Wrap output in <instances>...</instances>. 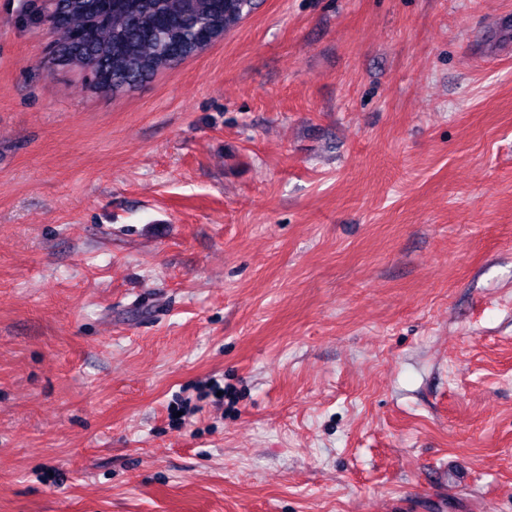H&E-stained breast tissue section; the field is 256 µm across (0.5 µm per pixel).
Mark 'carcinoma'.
Listing matches in <instances>:
<instances>
[{
    "label": "carcinoma",
    "instance_id": "carcinoma-1",
    "mask_svg": "<svg viewBox=\"0 0 512 512\" xmlns=\"http://www.w3.org/2000/svg\"><path fill=\"white\" fill-rule=\"evenodd\" d=\"M57 59L116 95L196 55L236 28L258 0H66Z\"/></svg>",
    "mask_w": 512,
    "mask_h": 512
}]
</instances>
